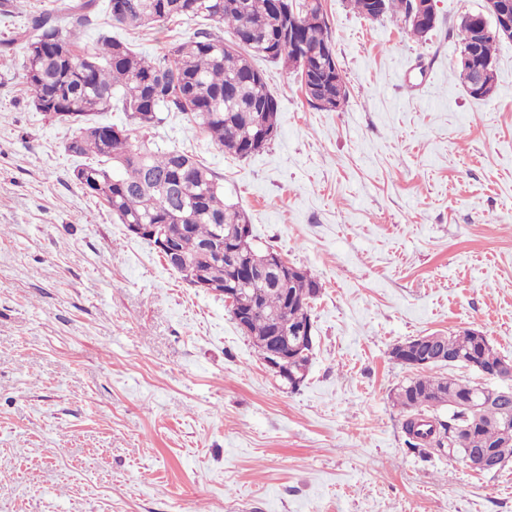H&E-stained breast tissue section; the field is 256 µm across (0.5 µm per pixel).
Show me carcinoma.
I'll use <instances>...</instances> for the list:
<instances>
[{
	"mask_svg": "<svg viewBox=\"0 0 512 512\" xmlns=\"http://www.w3.org/2000/svg\"><path fill=\"white\" fill-rule=\"evenodd\" d=\"M108 10L110 26L137 29L161 27L175 18L202 19L224 25L230 38L196 30L170 47L160 60L134 51L130 44L112 35L100 34L94 44L81 43L77 28L92 24L96 0H77L72 6V28L58 18L34 19L37 34H20L24 49V79L34 96L45 101V111L60 120H80L78 132L66 151L87 162L76 166L73 181L100 200L121 224H168L178 235L181 263L190 264L197 277L224 287L234 276V266L225 256L208 254L204 247L214 242L215 226L241 230L251 236L245 212L224 199L216 173L197 155L178 149L163 150L146 138L161 122V112H181L224 153L245 159L260 152L254 146L259 116L278 128V103L268 91L263 73L254 60L272 62L288 54L282 38L288 23L291 0H118ZM364 17L399 15L408 31L429 33L432 28L413 26L407 16L414 0H351ZM322 0H298L297 42L303 52H312L332 42L327 21L319 20ZM484 14H469L459 25V44L471 39ZM308 102L328 99L332 108L347 103L346 82L326 78L319 89L304 92ZM121 106L132 127L109 135L114 125L95 116ZM162 184H180L183 195L173 197L155 189ZM244 301L255 302L246 335L262 358L276 346L274 331H292L311 320V302L322 285L311 272L294 275L286 282L273 281L255 288L245 283ZM314 350L309 344L288 366V382L305 377ZM444 352L452 360L414 365L424 355ZM396 363L415 368L418 375L401 384L395 402L406 413L402 429L412 448H433L448 458H465L470 448H485L497 462L512 460V401L497 397L498 387L471 384L437 375L443 367H468L481 374L491 365H502L505 379L512 380V361L500 356L484 335L464 329L454 335H435L433 345H422L403 354ZM483 401L475 423L467 403ZM448 410V419L439 414Z\"/></svg>",
	"mask_w": 512,
	"mask_h": 512,
	"instance_id": "1",
	"label": "carcinoma"
}]
</instances>
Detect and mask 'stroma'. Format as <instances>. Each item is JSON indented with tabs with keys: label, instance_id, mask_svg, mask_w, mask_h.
<instances>
[{
	"label": "stroma",
	"instance_id": "stroma-1",
	"mask_svg": "<svg viewBox=\"0 0 512 512\" xmlns=\"http://www.w3.org/2000/svg\"><path fill=\"white\" fill-rule=\"evenodd\" d=\"M74 0L0 6V512H512V463L472 470L412 449L391 348L482 332L512 360V40L493 96L466 93L458 24L433 0L415 38L323 0L349 98L312 107L256 60L278 135L239 160L166 112L150 132L200 156L259 246L322 285L298 389L223 296L187 285L72 179L75 125L39 112L19 33ZM194 21L123 32L156 59Z\"/></svg>",
	"mask_w": 512,
	"mask_h": 512
}]
</instances>
